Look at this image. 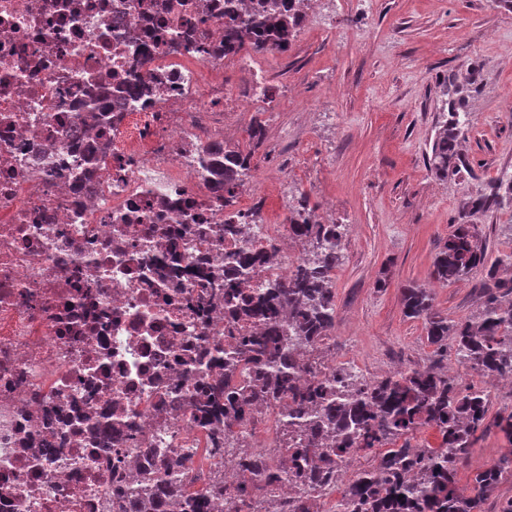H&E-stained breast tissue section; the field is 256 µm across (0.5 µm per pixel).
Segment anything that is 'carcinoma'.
Here are the masks:
<instances>
[{
  "mask_svg": "<svg viewBox=\"0 0 512 512\" xmlns=\"http://www.w3.org/2000/svg\"><path fill=\"white\" fill-rule=\"evenodd\" d=\"M224 55L249 48L256 53L288 50L303 15L298 0H250L252 17L237 15L232 0H224ZM477 83L471 73L467 84L450 75L442 84L444 120L436 130L427 157L430 171L439 179L455 174L464 165L459 144L470 116L467 101ZM252 148L242 152L224 148V210L233 206L244 177L248 175L254 148L262 142L264 128L255 123ZM504 206L512 207V175L492 183L489 191L469 199L460 223L437 254L432 275L441 283H453L478 270L486 271L485 300L478 314L450 322L436 312L431 292L419 285L402 288L405 315L423 320L427 341L439 356L453 350L459 364L472 370L512 374V305L502 297L512 294V280L498 277L500 269L512 268V252L488 263L478 245V233L467 218ZM307 200L298 202L289 218L294 238L314 244L313 258L301 263L288 281L248 298H239L235 284L213 282L200 294L201 302L224 305L241 302L242 312L261 326L253 336L215 350L213 360L224 363V385L206 384L207 397L199 402L202 421L209 426L212 452H228L226 436L261 406H270L286 395L289 407L280 427L289 438L283 450L289 461L278 470L264 466L260 456L247 459L249 470L235 491H213L229 497L240 495L245 486L270 487L283 474L292 477L295 512H321L316 488L305 485L306 462L324 474V482L336 478V458L351 450L379 451V462L356 472V478L340 492L336 512H483L486 494L506 474H512V448L490 469L478 472L470 494H456L457 467L464 464L477 434L486 430L489 394L474 385H461L440 370L441 361L425 368H410L394 375L370 380L357 387L354 379L340 385L336 375L322 376L324 363L309 339L330 335L336 318L331 286L332 272L341 253L342 235L337 224H314ZM252 257L245 251L227 257V264L244 276ZM248 372L253 378L237 383L234 373ZM422 428L437 434L436 447L414 445L411 439ZM166 499L144 473L128 488L129 497L158 499V506L177 512H202V504L186 500L182 492L180 461L166 465Z\"/></svg>",
  "mask_w": 512,
  "mask_h": 512,
  "instance_id": "1",
  "label": "carcinoma"
}]
</instances>
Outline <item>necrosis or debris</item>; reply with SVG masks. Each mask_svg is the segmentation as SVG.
Instances as JSON below:
<instances>
[{
    "instance_id": "obj_1",
    "label": "necrosis or debris",
    "mask_w": 512,
    "mask_h": 512,
    "mask_svg": "<svg viewBox=\"0 0 512 512\" xmlns=\"http://www.w3.org/2000/svg\"><path fill=\"white\" fill-rule=\"evenodd\" d=\"M223 46L224 0H0V512H137L126 484L164 485L170 457L205 512L240 510L185 399L240 330L198 307L199 274L246 247L250 291L299 256L288 222L224 229L225 115L261 110L271 75L249 60L227 97ZM134 73L145 93L108 102Z\"/></svg>"
}]
</instances>
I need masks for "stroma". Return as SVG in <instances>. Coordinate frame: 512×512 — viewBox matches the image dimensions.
<instances>
[{
    "instance_id": "obj_1",
    "label": "stroma",
    "mask_w": 512,
    "mask_h": 512,
    "mask_svg": "<svg viewBox=\"0 0 512 512\" xmlns=\"http://www.w3.org/2000/svg\"><path fill=\"white\" fill-rule=\"evenodd\" d=\"M264 61L273 113L253 158L259 176L236 207L259 211L267 224L300 198L330 208L348 231L332 277L329 358L371 379L397 358L429 365L424 323L405 317L400 289L431 288L452 320L480 308L481 274L443 285L431 272L463 204L512 174V11L491 0H316L291 49ZM471 65L481 83L468 99L465 164L440 181L426 157L443 117L441 82ZM282 141L287 154L271 155ZM469 221L488 259L512 251V208ZM508 446L488 426L458 483L470 485Z\"/></svg>"
}]
</instances>
